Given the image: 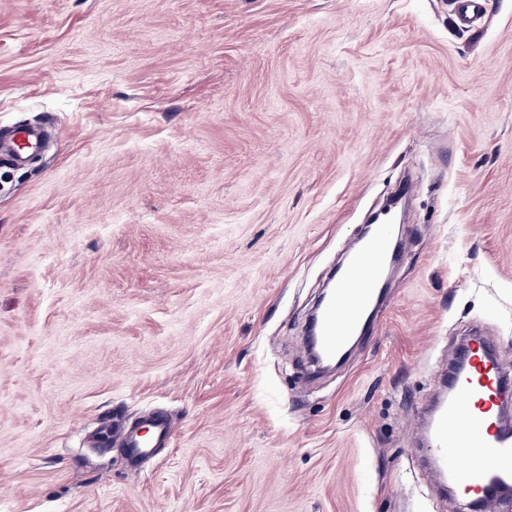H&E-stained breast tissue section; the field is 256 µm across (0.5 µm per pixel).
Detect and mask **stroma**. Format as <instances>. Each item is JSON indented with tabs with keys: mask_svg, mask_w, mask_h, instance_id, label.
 <instances>
[{
	"mask_svg": "<svg viewBox=\"0 0 512 512\" xmlns=\"http://www.w3.org/2000/svg\"><path fill=\"white\" fill-rule=\"evenodd\" d=\"M0 512H469L414 429L512 371V0H0ZM411 186L374 325L306 320ZM165 410L139 466L100 422ZM40 133L36 130H28L24 128L17 129L15 132V140L9 147V156L15 163H23L30 150L38 147Z\"/></svg>",
	"mask_w": 512,
	"mask_h": 512,
	"instance_id": "35a3bbf8",
	"label": "stroma"
}]
</instances>
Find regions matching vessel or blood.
Masks as SVG:
<instances>
[{"label":"vessel or blood","instance_id":"1","mask_svg":"<svg viewBox=\"0 0 512 512\" xmlns=\"http://www.w3.org/2000/svg\"><path fill=\"white\" fill-rule=\"evenodd\" d=\"M39 138L38 131L17 129L12 144L0 140V155L9 154L15 163H23L28 152L37 148ZM394 232V225L385 220L372 225L360 251L322 305L316 343L326 360L340 357L352 337L366 326ZM464 362L452 398L428 417L425 431L430 436L436 484L454 482L463 497L476 502L486 498L493 482L512 483V434L499 426L501 395L512 385V375L487 357L485 345L479 340L471 343ZM174 435L173 422L159 412L119 431L127 455L134 462L151 456Z\"/></svg>","mask_w":512,"mask_h":512}]
</instances>
